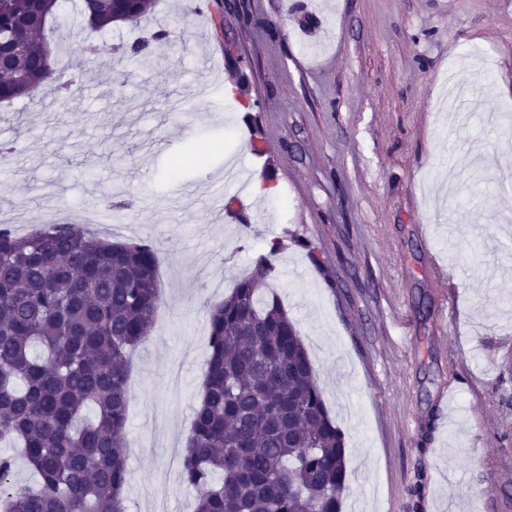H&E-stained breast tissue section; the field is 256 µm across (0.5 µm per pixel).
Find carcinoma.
Returning <instances> with one entry per match:
<instances>
[{
	"label": "carcinoma",
	"instance_id": "obj_1",
	"mask_svg": "<svg viewBox=\"0 0 512 512\" xmlns=\"http://www.w3.org/2000/svg\"><path fill=\"white\" fill-rule=\"evenodd\" d=\"M69 0H0V27L39 11L59 35ZM153 0H81L84 26L136 24ZM45 30L0 95L55 76L39 56ZM271 243L253 272L209 308L210 356L182 461L199 489L195 512H341L345 438L288 310L268 289ZM159 256L144 241H112L74 224L18 236L0 225V442L39 480L19 487L0 456V512H126L128 352L159 304Z\"/></svg>",
	"mask_w": 512,
	"mask_h": 512
}]
</instances>
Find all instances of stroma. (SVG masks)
Here are the masks:
<instances>
[{
	"mask_svg": "<svg viewBox=\"0 0 512 512\" xmlns=\"http://www.w3.org/2000/svg\"><path fill=\"white\" fill-rule=\"evenodd\" d=\"M76 9L54 54L78 83L0 102V211L94 210L160 253L127 512H194L170 445L192 431L208 306L277 239L269 287L345 434L342 512H512V125L485 122L512 106V0H157L104 35ZM168 25L136 61L82 51ZM231 160L270 194L225 182Z\"/></svg>",
	"mask_w": 512,
	"mask_h": 512,
	"instance_id": "1",
	"label": "stroma"
}]
</instances>
